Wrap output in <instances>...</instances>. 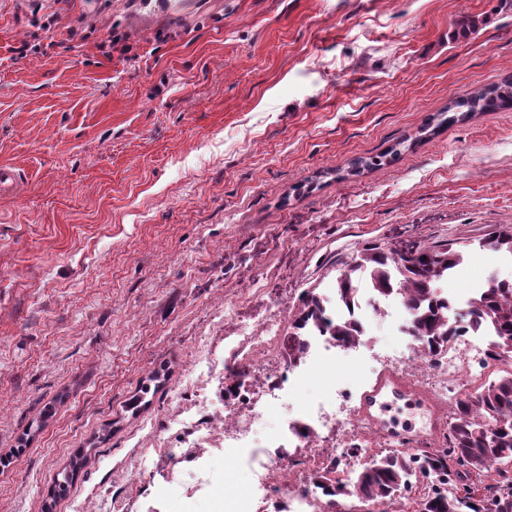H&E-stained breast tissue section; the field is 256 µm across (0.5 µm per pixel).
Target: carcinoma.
Instances as JSON below:
<instances>
[{"label": "carcinoma", "instance_id": "carcinoma-1", "mask_svg": "<svg viewBox=\"0 0 512 512\" xmlns=\"http://www.w3.org/2000/svg\"><path fill=\"white\" fill-rule=\"evenodd\" d=\"M512 105V82L488 91H473L457 101L456 108L475 112L496 105ZM490 245L512 254V227L490 233ZM463 262L461 251L447 243L423 246L401 243L392 247L369 246L353 258L336 280V294L347 307L356 303L355 282L366 277L380 297L394 293L412 313L407 334L431 358L448 352L457 336V324L492 333L487 357L501 362L500 350L512 347V281H497L473 296L464 311L437 294L439 282ZM326 328L345 348L361 341V326L354 319L332 321L320 294L309 291L291 315L284 356L298 363L306 349L310 327ZM475 477L458 487H448L451 477ZM313 483L324 490L332 507L344 498L361 502L400 500L424 484L417 503L420 512H512V369L503 371L474 392L456 399L448 432V449L426 454L418 449L368 455L356 472L345 473L337 463H324Z\"/></svg>", "mask_w": 512, "mask_h": 512}]
</instances>
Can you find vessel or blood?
I'll return each instance as SVG.
<instances>
[{
	"mask_svg": "<svg viewBox=\"0 0 512 512\" xmlns=\"http://www.w3.org/2000/svg\"><path fill=\"white\" fill-rule=\"evenodd\" d=\"M400 401L407 408L422 411L428 420L430 434L436 436L442 433L445 425L442 408L410 380L394 373H382L372 388L362 394L358 409L369 421L383 424L391 440L398 442L401 447H418L422 440L421 432L411 426L400 425L398 419L391 414Z\"/></svg>",
	"mask_w": 512,
	"mask_h": 512,
	"instance_id": "obj_1",
	"label": "vessel or blood"
}]
</instances>
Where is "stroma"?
I'll list each match as a JSON object with an SVG mask.
<instances>
[{
	"mask_svg": "<svg viewBox=\"0 0 512 512\" xmlns=\"http://www.w3.org/2000/svg\"><path fill=\"white\" fill-rule=\"evenodd\" d=\"M126 2L0 0V165L24 182L0 194V512H237L259 468L174 422L225 337L369 245L456 243L452 293L512 280L487 244L512 226V108L438 122L512 80V0ZM405 343L370 318L254 439L356 408Z\"/></svg>",
	"mask_w": 512,
	"mask_h": 512,
	"instance_id": "obj_1",
	"label": "stroma"
}]
</instances>
